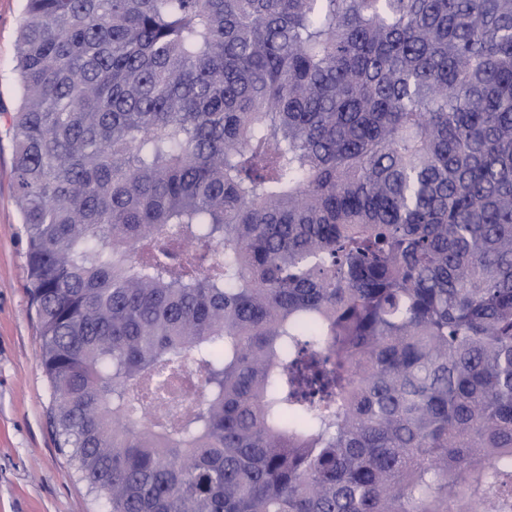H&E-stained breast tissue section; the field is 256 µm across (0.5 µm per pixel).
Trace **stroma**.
Returning <instances> with one entry per match:
<instances>
[{
  "mask_svg": "<svg viewBox=\"0 0 512 512\" xmlns=\"http://www.w3.org/2000/svg\"><path fill=\"white\" fill-rule=\"evenodd\" d=\"M24 0H0V512H111L58 446L51 388L27 288V242L16 202L8 118L19 104L13 70Z\"/></svg>",
  "mask_w": 512,
  "mask_h": 512,
  "instance_id": "35a3bbf8",
  "label": "stroma"
}]
</instances>
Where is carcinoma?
Segmentation results:
<instances>
[{
  "instance_id": "carcinoma-1",
  "label": "carcinoma",
  "mask_w": 512,
  "mask_h": 512,
  "mask_svg": "<svg viewBox=\"0 0 512 512\" xmlns=\"http://www.w3.org/2000/svg\"><path fill=\"white\" fill-rule=\"evenodd\" d=\"M17 59L112 512H512V0H25Z\"/></svg>"
}]
</instances>
